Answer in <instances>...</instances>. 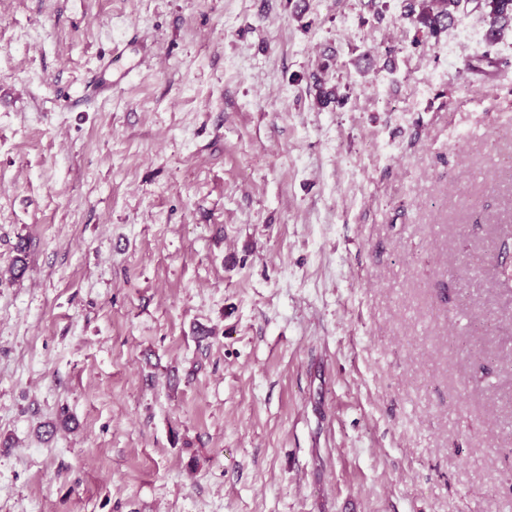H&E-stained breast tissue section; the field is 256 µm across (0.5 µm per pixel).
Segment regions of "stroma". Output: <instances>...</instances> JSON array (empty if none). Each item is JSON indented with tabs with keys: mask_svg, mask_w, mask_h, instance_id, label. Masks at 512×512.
I'll return each instance as SVG.
<instances>
[{
	"mask_svg": "<svg viewBox=\"0 0 512 512\" xmlns=\"http://www.w3.org/2000/svg\"><path fill=\"white\" fill-rule=\"evenodd\" d=\"M404 7L0 0V512H512V30Z\"/></svg>",
	"mask_w": 512,
	"mask_h": 512,
	"instance_id": "1",
	"label": "stroma"
}]
</instances>
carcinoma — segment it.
<instances>
[{"label":"carcinoma","mask_w":512,"mask_h":512,"mask_svg":"<svg viewBox=\"0 0 512 512\" xmlns=\"http://www.w3.org/2000/svg\"><path fill=\"white\" fill-rule=\"evenodd\" d=\"M469 3L484 11L486 42L496 43L512 23V0H408L405 16L436 37L455 23L457 15Z\"/></svg>","instance_id":"1"}]
</instances>
